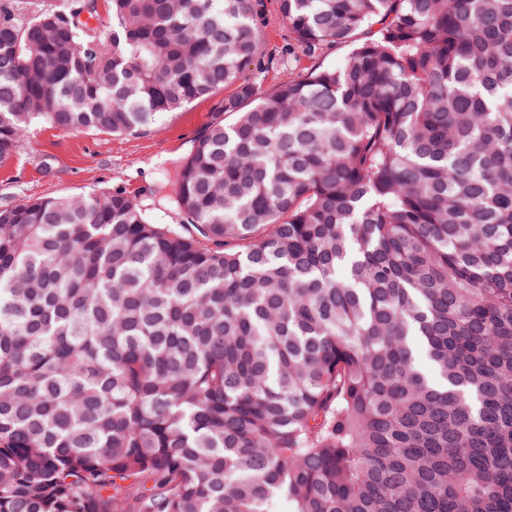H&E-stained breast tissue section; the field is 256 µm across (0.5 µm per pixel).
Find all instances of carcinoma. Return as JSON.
I'll list each match as a JSON object with an SVG mask.
<instances>
[{
	"mask_svg": "<svg viewBox=\"0 0 512 512\" xmlns=\"http://www.w3.org/2000/svg\"><path fill=\"white\" fill-rule=\"evenodd\" d=\"M0 0V162L227 90L175 224L0 209V512H512V0ZM265 55L260 63L251 65L245 72L248 80L256 82L263 90H272L278 84L297 78L304 68L312 66H338L349 52L344 45H325L311 56H305L295 45L288 23L278 12L275 0H264ZM288 44L295 45L294 54L288 55Z\"/></svg>",
	"mask_w": 512,
	"mask_h": 512,
	"instance_id": "1",
	"label": "carcinoma"
}]
</instances>
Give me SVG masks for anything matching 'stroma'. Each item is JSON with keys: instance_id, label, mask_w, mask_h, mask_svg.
Here are the masks:
<instances>
[{"instance_id": "35a3bbf8", "label": "stroma", "mask_w": 512, "mask_h": 512, "mask_svg": "<svg viewBox=\"0 0 512 512\" xmlns=\"http://www.w3.org/2000/svg\"><path fill=\"white\" fill-rule=\"evenodd\" d=\"M265 54L245 72L262 89L297 78L312 66H336L349 52L326 45L312 55L291 50L293 41L276 0H264ZM223 91L196 100L176 112L159 115L145 130L115 136L97 131L64 132L34 124L10 160L0 162V208L32 197L79 196L92 191H118L150 202L155 189L172 186L174 171L195 137L213 121ZM53 158L44 170L42 156Z\"/></svg>"}]
</instances>
